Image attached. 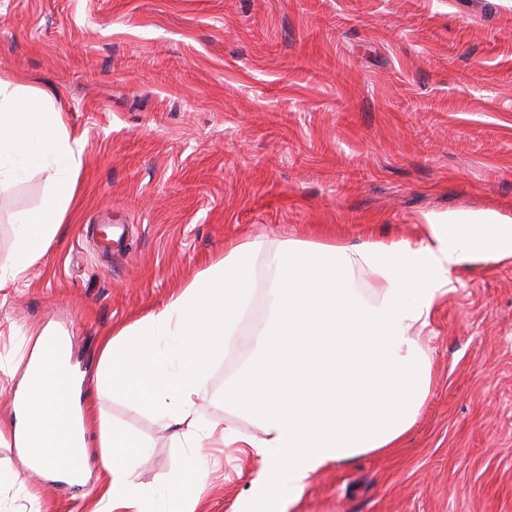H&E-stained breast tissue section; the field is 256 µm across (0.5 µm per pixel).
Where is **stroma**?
Segmentation results:
<instances>
[{
    "label": "stroma",
    "instance_id": "obj_1",
    "mask_svg": "<svg viewBox=\"0 0 512 512\" xmlns=\"http://www.w3.org/2000/svg\"><path fill=\"white\" fill-rule=\"evenodd\" d=\"M0 76L53 97L84 143L65 224L0 288V359L52 326L95 372L103 337L248 238L416 242L428 214L512 218V0H0ZM47 190L38 173L0 187V266L16 214ZM270 286L257 262L253 318L212 367L202 421L227 417L224 386ZM423 345L432 384L411 430L314 475L288 512H512V262L457 271ZM94 404L148 444L132 464L144 489L191 467L153 416L109 395ZM90 455L84 492L0 446V469L19 476L0 486V512H89ZM258 467L215 450L207 512L243 495L269 512Z\"/></svg>",
    "mask_w": 512,
    "mask_h": 512
}]
</instances>
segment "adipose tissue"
Masks as SVG:
<instances>
[{"instance_id": "ef3b65f1", "label": "adipose tissue", "mask_w": 512, "mask_h": 512, "mask_svg": "<svg viewBox=\"0 0 512 512\" xmlns=\"http://www.w3.org/2000/svg\"><path fill=\"white\" fill-rule=\"evenodd\" d=\"M82 151L54 99L0 78V186L31 173L46 174L51 186L39 207L17 215L14 256L0 267V287L20 279L64 224ZM422 227L415 243L291 240L273 249L252 239L230 247L163 308L103 338L98 392L158 416L181 447L237 442L251 449L264 497L296 503L319 470L391 447L414 425L430 390L421 333L435 303L468 263L512 261V223L496 212L428 215ZM260 257L271 273L268 315L224 387L230 419L201 423L197 399L214 362L235 345ZM363 270L372 278L361 284L355 274ZM24 343L29 355L0 361L22 387L16 422L0 429V442L12 441L34 471L54 479L68 478L73 443L97 444L102 481L91 512H201L206 469L150 495L128 465L144 456L142 445L83 408L82 377L59 388L54 368L71 357L66 332L36 329ZM237 416L251 419L256 433L239 431Z\"/></svg>"}]
</instances>
